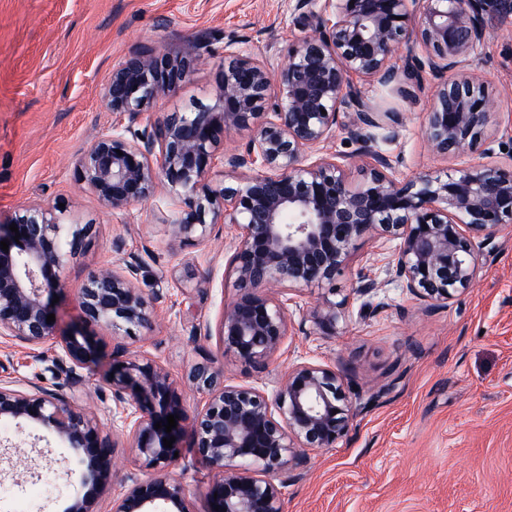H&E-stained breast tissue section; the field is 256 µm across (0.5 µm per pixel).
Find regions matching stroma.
<instances>
[{
    "mask_svg": "<svg viewBox=\"0 0 512 512\" xmlns=\"http://www.w3.org/2000/svg\"><path fill=\"white\" fill-rule=\"evenodd\" d=\"M323 0H0V222L21 205L41 200L64 204L66 221L88 224L91 234L62 273L56 304L61 329L86 333L76 306L80 289L99 267L133 266L145 295L161 294L151 327L127 339L126 361L148 353L175 379L197 363L214 360L227 382L274 391L300 362L345 371L359 411L347 436L327 451L312 449L309 464L284 489L286 512H512V223L490 245H476L481 268L475 285L447 303L425 307L389 281L392 241L359 240L332 286L290 292V329L281 352L265 371L225 353L217 327L234 290L227 276L236 232L216 225L202 244L171 237L174 216L166 187L155 197L111 215L75 180L74 160L112 126L101 89L113 66L129 54L157 50L176 56L184 38L206 39L203 60L174 95L143 113L133 132L150 129L169 113L219 103L224 43L277 69L289 46L310 33ZM408 49L391 64L396 92L359 82L364 100L402 113L395 133L369 129L377 150L389 155L397 180L443 174L476 164H512V16L497 20L470 57V67L495 99L490 128L479 152L443 158L422 138L436 84L431 74L405 75ZM122 252L112 250L115 239ZM372 271L386 286L383 308L367 318L339 322L323 336L308 318L328 294L351 298L359 272ZM57 347L0 346V375L19 389L66 390ZM109 351L92 348L79 373L85 401L106 432L120 434L105 377ZM182 457L173 476L197 512H207L212 472L181 433ZM112 481L96 497L97 512L127 488L128 476L144 479L130 449ZM74 454L52 432L28 423L0 421V512H65L76 487L55 476Z\"/></svg>",
    "mask_w": 512,
    "mask_h": 512,
    "instance_id": "stroma-1",
    "label": "stroma"
}]
</instances>
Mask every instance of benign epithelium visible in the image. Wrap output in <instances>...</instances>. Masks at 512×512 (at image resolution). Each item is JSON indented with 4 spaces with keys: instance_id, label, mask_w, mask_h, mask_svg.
Here are the masks:
<instances>
[{
    "instance_id": "1",
    "label": "benign epithelium",
    "mask_w": 512,
    "mask_h": 512,
    "mask_svg": "<svg viewBox=\"0 0 512 512\" xmlns=\"http://www.w3.org/2000/svg\"><path fill=\"white\" fill-rule=\"evenodd\" d=\"M505 15H512V0H324V14L289 48L277 75L230 39L219 70L220 110L200 105L172 112L129 138L143 112L194 74L204 36L185 38L174 58L136 51L112 68L104 85L112 127L75 159L76 181L117 215L148 200L157 181L165 180L176 209L170 233L186 242L206 240L216 224L238 228L228 263L234 294L224 304L217 336L224 351L258 372L288 334L287 292L333 281L356 242L369 234L397 241L387 270L406 293L429 307L441 304L476 282L474 239L489 244L512 221V166L478 164L456 175L398 181L391 160L371 147L363 129L394 128L403 116L369 107L354 79L392 81V53L415 37L422 54L408 61L407 77L427 71L438 79L423 138L437 154L472 153L495 103L466 62L493 21ZM338 125L362 142L358 155L371 159L357 187L333 157L303 161ZM250 127L256 132L245 149L225 147L228 130ZM219 163L230 182L216 190L206 178ZM11 223L18 232L0 224V242L9 241L8 251L0 249V341L30 349L53 342L70 383L69 393L61 394L38 386L23 391L0 378V419L51 431L75 454L63 475L95 488L112 477L117 449L84 407V379L76 369L87 363L88 342L47 322L56 313L47 295L60 287L64 263L81 248L90 225L65 224L57 206L36 201L23 205ZM134 275L132 267H101L77 298L84 321L114 339L151 324L161 295H144ZM383 286L360 275L358 317L375 310ZM348 316L345 298L327 299L309 312L325 336L335 335ZM112 373L107 385L123 414L128 447L151 471L144 480L127 477L131 484L112 500V512H194L171 475L181 448L163 442L185 429L215 473L210 512H284L287 480L281 473L305 468L311 448L335 447L357 410L346 375L320 363L293 365L270 397L225 383L213 362L199 364L187 381L208 400L191 417L184 413L180 384L154 358L140 355ZM155 401L163 414L154 410ZM169 414L178 416L176 428H154L167 424ZM94 505L87 492L67 512H95Z\"/></svg>"
}]
</instances>
